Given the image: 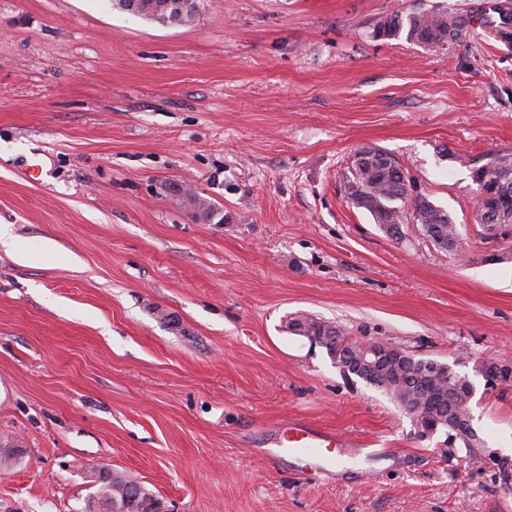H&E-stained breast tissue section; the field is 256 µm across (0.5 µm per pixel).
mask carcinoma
<instances>
[{"instance_id":"obj_1","label":"carcinoma","mask_w":512,"mask_h":512,"mask_svg":"<svg viewBox=\"0 0 512 512\" xmlns=\"http://www.w3.org/2000/svg\"><path fill=\"white\" fill-rule=\"evenodd\" d=\"M138 10L123 4V0H113V6L130 12L141 18L161 25L182 27L193 21L188 12H180L183 5L179 0H137ZM512 23V0H487L483 10L477 15L450 16L439 9L418 11L407 16L393 12L380 17L373 29L374 36L392 38L407 30L406 39L417 44L428 45L430 33L438 32V44L462 42L474 28L479 26L490 37H496L502 26ZM384 150L377 148L374 154L363 159L356 167H348V175L343 182L347 199L356 207L367 210L379 225L387 221L392 226L412 222L420 225L421 231L433 246L440 251L453 254L463 253L462 238L458 225L451 215L436 206L423 193L411 194V177L398 161L386 165L381 157ZM500 181L488 186L487 198L477 203L481 224L488 235H495L494 224H512V153L496 151L487 154V161L480 165ZM295 321L304 324L306 335L311 339L322 340L331 358L346 366L358 360L356 345L339 327L334 334H327L331 323L314 316H298ZM407 376L399 379L392 376H373L367 371L348 370L347 379L354 377L373 386L386 384L383 390L389 399L400 409L408 406L418 407V411L428 414L430 406L417 404V399L440 398L444 395L453 401L458 415L466 417L472 413L469 392L457 389V383L463 379L454 366H448V375L431 369L420 375L419 362L405 364ZM437 431L446 435L451 448H458L470 459L479 458L478 450L485 447L484 440L476 429L468 427L456 431L441 422ZM92 482L98 486L95 494L89 496L80 512H102V508L117 502L125 507V512H159L156 499L136 480L125 475L111 474L107 471L91 473Z\"/></svg>"}]
</instances>
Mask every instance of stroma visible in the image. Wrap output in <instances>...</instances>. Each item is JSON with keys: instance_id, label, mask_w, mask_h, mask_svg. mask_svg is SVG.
<instances>
[{"instance_id": "1", "label": "stroma", "mask_w": 512, "mask_h": 512, "mask_svg": "<svg viewBox=\"0 0 512 512\" xmlns=\"http://www.w3.org/2000/svg\"><path fill=\"white\" fill-rule=\"evenodd\" d=\"M480 0H200L167 27L112 0H0V512H80L90 469L159 512H512V235L475 221L473 167L512 153V47L373 35L382 15ZM391 153L465 254L348 203ZM188 186L221 222L193 219ZM454 365L494 463L418 437L287 329ZM291 421L343 436L333 474L273 457Z\"/></svg>"}]
</instances>
